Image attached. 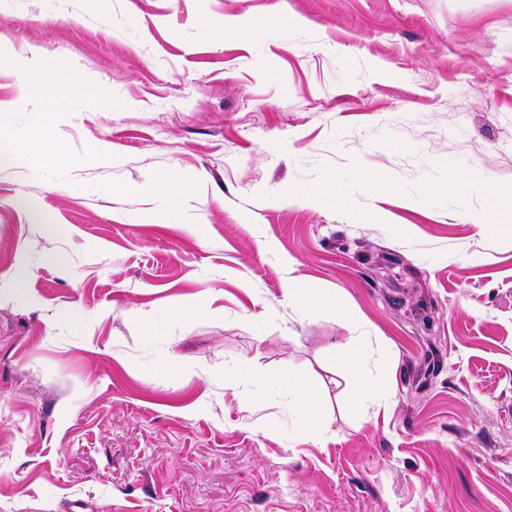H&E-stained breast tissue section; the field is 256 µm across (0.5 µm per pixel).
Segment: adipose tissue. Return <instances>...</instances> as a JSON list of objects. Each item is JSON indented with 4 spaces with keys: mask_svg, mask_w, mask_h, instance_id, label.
Instances as JSON below:
<instances>
[{
    "mask_svg": "<svg viewBox=\"0 0 512 512\" xmlns=\"http://www.w3.org/2000/svg\"><path fill=\"white\" fill-rule=\"evenodd\" d=\"M187 184L183 176L175 171L157 180L150 192L149 209L144 215L155 219L166 213L182 209L186 202ZM283 303L293 319L302 320L315 308H323L348 319L356 334L348 343L338 345L340 375L346 381L352 404L365 419L388 407L392 395L386 385L375 376L369 363L371 360V338L359 315L346 302L342 294L328 292L313 284L289 279L283 290ZM227 387L238 394L252 396L257 385L284 386L288 389V413L300 419L306 435L312 440L322 441L331 432L332 420L322 410L323 389L315 378L296 372H279L258 375L249 361H239L225 374Z\"/></svg>",
    "mask_w": 512,
    "mask_h": 512,
    "instance_id": "1",
    "label": "adipose tissue"
}]
</instances>
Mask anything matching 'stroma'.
I'll return each instance as SVG.
<instances>
[{
	"instance_id": "35a3bbf8",
	"label": "stroma",
	"mask_w": 512,
	"mask_h": 512,
	"mask_svg": "<svg viewBox=\"0 0 512 512\" xmlns=\"http://www.w3.org/2000/svg\"><path fill=\"white\" fill-rule=\"evenodd\" d=\"M0 159V512H512V0H0ZM290 275L366 324L377 417ZM243 359L317 375L329 438L225 388ZM187 195V184L183 176L176 172H168L157 180L151 188L150 208L144 211V216L156 219L168 212L184 207ZM289 197L311 202L327 198H336L344 202V193L336 183H315L310 185H289L285 190Z\"/></svg>"
}]
</instances>
